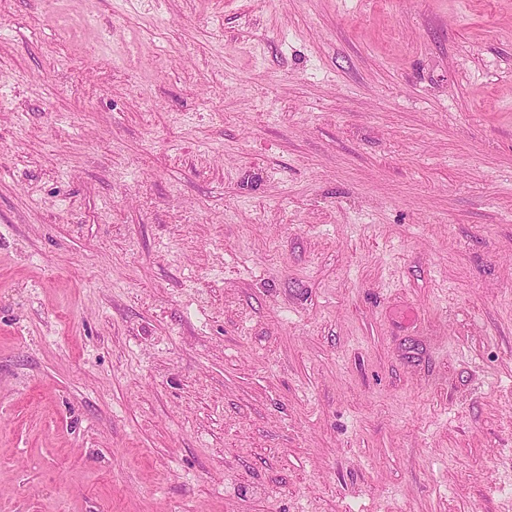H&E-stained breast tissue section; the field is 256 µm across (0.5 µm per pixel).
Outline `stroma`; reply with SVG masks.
Listing matches in <instances>:
<instances>
[{"label": "stroma", "mask_w": 512, "mask_h": 512, "mask_svg": "<svg viewBox=\"0 0 512 512\" xmlns=\"http://www.w3.org/2000/svg\"><path fill=\"white\" fill-rule=\"evenodd\" d=\"M0 512H512V0H0Z\"/></svg>", "instance_id": "35a3bbf8"}]
</instances>
